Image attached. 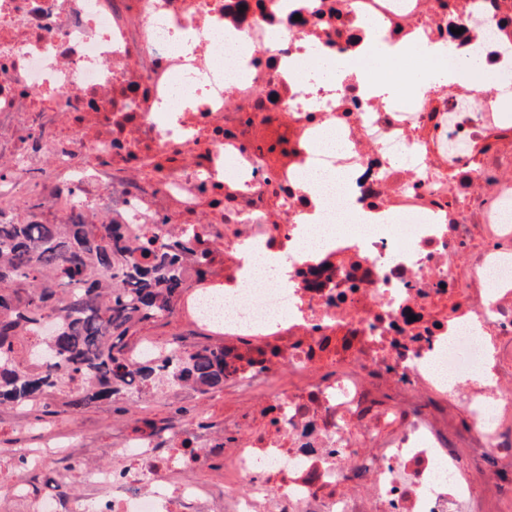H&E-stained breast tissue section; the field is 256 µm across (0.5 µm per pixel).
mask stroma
<instances>
[{
  "label": "stroma",
  "mask_w": 512,
  "mask_h": 512,
  "mask_svg": "<svg viewBox=\"0 0 512 512\" xmlns=\"http://www.w3.org/2000/svg\"><path fill=\"white\" fill-rule=\"evenodd\" d=\"M244 406V400L231 390L202 393L191 388L157 394L142 409L121 399L73 408L55 397L32 406L0 405V512H12V503L4 490L11 475L7 459L19 451L42 447L48 437L63 440L71 432H81L84 445L90 450L89 460L109 467L113 464L110 447L115 437L136 431L142 416L165 425L194 420L218 433L225 414L240 411Z\"/></svg>",
  "instance_id": "1"
}]
</instances>
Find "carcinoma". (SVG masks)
Listing matches in <instances>:
<instances>
[{"label": "carcinoma", "instance_id": "carcinoma-1", "mask_svg": "<svg viewBox=\"0 0 512 512\" xmlns=\"http://www.w3.org/2000/svg\"><path fill=\"white\" fill-rule=\"evenodd\" d=\"M0 221V404L55 395L73 406L165 380L206 393L224 387V347H170L125 357L133 329L167 318L185 287L182 251L127 243L117 224H58L40 205ZM53 334L36 346L46 320ZM41 364L26 365L25 355Z\"/></svg>", "mask_w": 512, "mask_h": 512}]
</instances>
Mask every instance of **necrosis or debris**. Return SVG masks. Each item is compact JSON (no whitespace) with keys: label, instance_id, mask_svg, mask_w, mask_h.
Segmentation results:
<instances>
[{"label":"necrosis or debris","instance_id":"4bbe7bcc","mask_svg":"<svg viewBox=\"0 0 512 512\" xmlns=\"http://www.w3.org/2000/svg\"><path fill=\"white\" fill-rule=\"evenodd\" d=\"M376 22L412 44L388 67L422 62L427 43L454 63L480 40L478 66L499 81L369 96L354 72L374 66ZM188 28L199 43L186 54L175 32ZM228 30L251 54L216 50ZM306 44L353 74L315 88L287 76ZM506 97L512 11L496 0H0V126L45 130L0 155L14 172L0 216L32 199L164 250L194 228L207 261L186 257L176 311L223 338L225 384L252 401L225 416L222 442L148 425L116 440L118 466L59 475L106 495L31 498L17 482L26 512H477L468 458L511 484L512 367L473 379L489 347L512 344ZM162 101L176 123L154 112ZM259 125L283 134L285 163L259 151ZM307 172L325 174L318 190ZM362 212L395 220L362 224ZM314 213L345 228L329 247L304 244ZM246 243L287 267L254 276ZM458 397L471 422L453 448L437 413Z\"/></svg>","mask_w":512,"mask_h":512}]
</instances>
